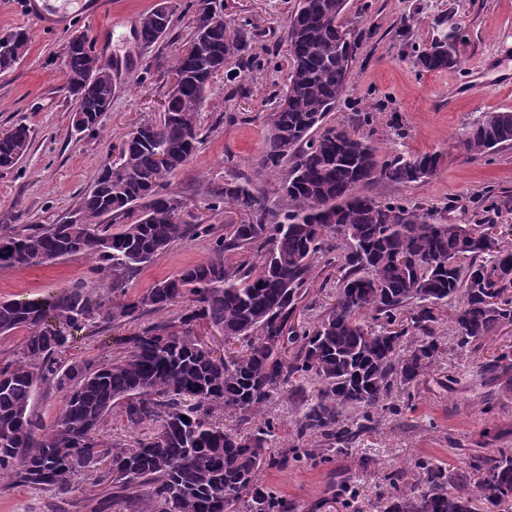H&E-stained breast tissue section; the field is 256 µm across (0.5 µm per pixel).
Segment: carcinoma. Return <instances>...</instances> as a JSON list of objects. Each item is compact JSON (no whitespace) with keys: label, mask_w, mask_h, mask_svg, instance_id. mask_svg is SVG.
Returning a JSON list of instances; mask_svg holds the SVG:
<instances>
[{"label":"carcinoma","mask_w":512,"mask_h":512,"mask_svg":"<svg viewBox=\"0 0 512 512\" xmlns=\"http://www.w3.org/2000/svg\"><path fill=\"white\" fill-rule=\"evenodd\" d=\"M346 0H299L286 32L288 107L267 120L259 170L278 180V204L245 180L228 179L215 199L246 216L217 237L212 256L156 282L142 295L125 283L178 241L211 231L186 224L185 200L173 180L197 149L199 112L216 73L234 63V77H251L248 55L258 33L224 19L221 0H197L192 36L172 61L167 116L137 125L78 209L61 224L0 231V270L38 266L83 255L109 292L82 283L43 297L0 301V336L27 332L16 359L0 366V481L24 483L68 497L93 474L112 495L92 512H277L259 475L296 456L272 453L260 429L224 430L217 415L248 418L277 396L300 406L297 438L321 439L338 450L376 428L396 382L410 385L441 349L434 335L438 306L455 303L454 345L460 349L512 322V242L496 224H467L460 238L434 211L361 192L375 181L409 186L434 174L435 153L398 154L383 162L355 129L325 125L346 92L358 40L345 38ZM173 29V11L159 3L142 14L136 38L149 48ZM14 52L0 72L25 56L29 35L12 31ZM72 124L94 131L112 102V68L89 40L66 43L62 60ZM425 72L457 68L448 46L418 52ZM25 125L0 136V171L28 152ZM475 154L512 145V111L486 112L467 127ZM251 251L254 266L230 269L224 253ZM340 273L335 302L319 321H295L318 266ZM179 308L177 322L149 323L128 338L125 355L95 363L70 352L93 329L138 321ZM224 332L218 355L196 335L202 323ZM418 336L408 343L409 331ZM63 395L50 424L33 413L43 389ZM117 414L127 428L160 423L134 448H106L112 469L101 470L104 423ZM188 420H182V417ZM474 489L445 468H427L418 495L398 491L385 512H480L479 502L512 499V452L482 460Z\"/></svg>","instance_id":"1"}]
</instances>
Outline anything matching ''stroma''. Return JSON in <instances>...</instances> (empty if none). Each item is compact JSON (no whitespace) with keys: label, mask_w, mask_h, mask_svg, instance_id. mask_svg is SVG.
Segmentation results:
<instances>
[{"label":"stroma","mask_w":512,"mask_h":512,"mask_svg":"<svg viewBox=\"0 0 512 512\" xmlns=\"http://www.w3.org/2000/svg\"><path fill=\"white\" fill-rule=\"evenodd\" d=\"M100 14L63 22L62 0H43L33 13L19 0H0V36L30 33L24 59L0 75V130L18 124L31 130L32 147L11 172L0 173V229L57 224L70 217L106 162L140 122L159 121L167 84L156 57L174 58L191 37L186 12L191 0H168L174 27L155 47L135 37L140 16L159 0H101ZM297 0H224L232 23H255L260 35L250 52L264 60L244 92L225 77L214 80L201 112L202 143L182 168L173 188L184 197V221L210 224L207 236L173 244L130 279L129 295L184 267L206 261L214 237L243 216L233 206H213L210 189L234 174L249 177L275 201L276 180L260 173L265 120L279 104L286 79L284 32ZM414 17L404 26L405 17ZM342 22L360 35L346 93L329 124L358 126V114L376 105L373 123L361 127L378 148L379 159L435 153L436 173L404 187L376 181L367 188L379 200L402 199L432 209L449 224L512 225V147L469 153L465 129L481 113L512 110V0H347ZM87 32L99 55L126 62L116 78L112 103L96 131L77 132L73 103L62 86V51L72 30ZM457 32L461 66L426 73L414 64L419 49L436 36ZM405 137H397V129ZM93 262L71 256L55 262L0 271V300L55 293L81 281L94 284ZM334 270H316L314 283L297 309L313 321L336 293ZM450 307L439 309L435 334L441 349L416 383L396 385L382 423L348 448L313 460L275 466L260 474L283 512H382L396 487L423 489L427 466L440 465L475 484L483 475L478 458L512 451V323L500 325L457 350ZM140 323H117L84 337L79 356L119 357ZM508 361H501V354ZM300 410L288 398L274 400L264 414L274 425L270 445L281 453L297 445ZM45 490L17 485L0 489V512H55Z\"/></svg>","instance_id":"obj_1"}]
</instances>
